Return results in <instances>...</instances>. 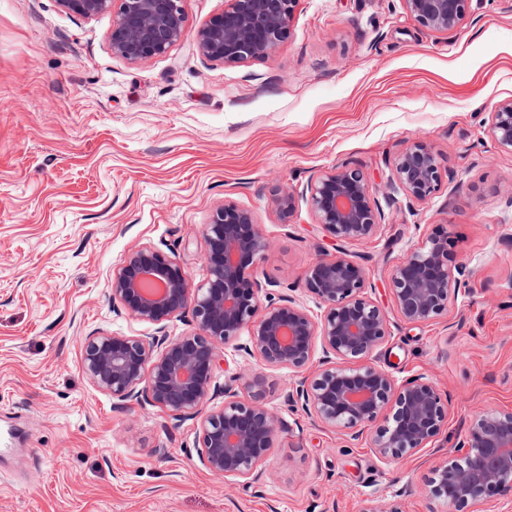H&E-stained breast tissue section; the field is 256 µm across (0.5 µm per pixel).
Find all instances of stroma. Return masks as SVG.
I'll list each match as a JSON object with an SVG mask.
<instances>
[{"label":"stroma","instance_id":"35a3bbf8","mask_svg":"<svg viewBox=\"0 0 512 512\" xmlns=\"http://www.w3.org/2000/svg\"><path fill=\"white\" fill-rule=\"evenodd\" d=\"M224 4L182 0L189 34L131 65L112 54L110 16L0 0V512H360L397 495L407 512H450L423 491L433 467L474 408L512 409V153L488 133L492 105L512 98V0H473L447 33L419 26L402 0H298L276 53L235 67L203 60L192 34ZM419 139L440 155L441 185L427 202L384 204L371 240L340 244L307 206L285 224L271 205L272 180L300 192L339 164L386 180ZM226 201L273 243L258 279L312 310L305 271L342 249L391 312L392 267L450 225L468 292L433 323L392 317L378 356L447 396L431 447L380 459L369 438L288 406L287 371L230 347L219 379L259 378L281 426L262 480L228 489L201 464L193 421L115 408L90 385L85 336L153 331L113 313V269L164 246L202 281L203 226Z\"/></svg>","mask_w":512,"mask_h":512}]
</instances>
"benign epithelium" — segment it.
<instances>
[{"instance_id":"obj_1","label":"benign epithelium","mask_w":512,"mask_h":512,"mask_svg":"<svg viewBox=\"0 0 512 512\" xmlns=\"http://www.w3.org/2000/svg\"><path fill=\"white\" fill-rule=\"evenodd\" d=\"M67 13L92 20L112 16V55L138 65L161 57L187 32L180 0H55ZM410 17L435 31L455 29L472 0H403ZM297 0H225L224 10L201 24L194 40L199 55L233 67L274 53L290 34ZM488 132L512 152V99L497 103ZM441 183L439 154L425 141L414 142L393 162L385 184L359 169L337 165L317 177L308 193L286 186L271 189L284 224L292 223L305 200L315 223L334 240L362 242L375 237L384 212L378 196L426 202ZM206 277L192 284L173 253L138 247L112 272V311L155 326L149 336L96 331L80 348V367L89 383L123 408L148 402L173 419L197 420L200 462L232 486L259 479L280 419L257 393L238 399L233 383L219 384L224 350H244L262 365L286 369L294 384L285 402L301 407L327 428L359 438L375 427L372 448L384 460L428 447L448 426V400L430 379L398 381L377 361L389 336L388 315L367 294L363 266L345 252L310 263L304 289L322 309L320 316L292 296L267 297L258 265L270 241L254 215L226 201L203 227ZM448 226L436 225L407 249L389 274L394 310L405 324L441 319L469 285L471 272L456 261ZM191 311L196 330L172 336L169 322ZM246 342H240L241 338ZM322 357L308 377L316 348ZM223 398L219 404L217 398ZM431 497L454 508L484 498L512 500V411L478 407L470 414L465 438L444 453L427 484ZM361 512H406L398 499L372 498Z\"/></svg>"}]
</instances>
